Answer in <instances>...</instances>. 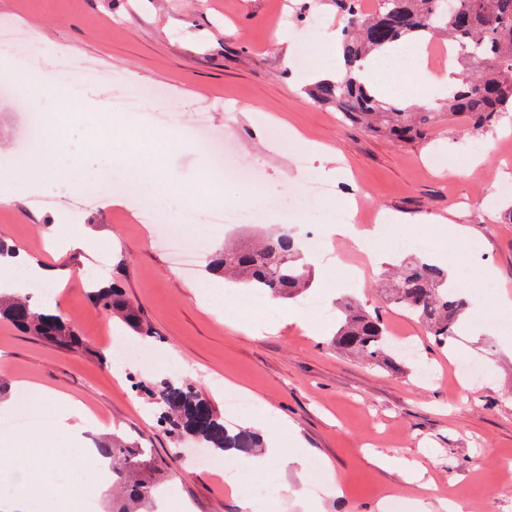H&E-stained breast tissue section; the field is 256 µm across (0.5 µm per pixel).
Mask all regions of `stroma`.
<instances>
[{
	"instance_id": "35a3bbf8",
	"label": "stroma",
	"mask_w": 512,
	"mask_h": 512,
	"mask_svg": "<svg viewBox=\"0 0 512 512\" xmlns=\"http://www.w3.org/2000/svg\"><path fill=\"white\" fill-rule=\"evenodd\" d=\"M3 21L33 30L23 54L56 91L35 98L21 76L13 94L0 97V161L13 158L26 114L35 109L50 138L61 139L65 153L79 162L45 180L41 195L51 206L36 205L27 194L0 201V239L58 269L61 285L51 300L86 345L65 351L0 320L6 393L29 382L81 401L97 419L85 435L88 446L115 433L151 449L166 485L192 512H303L304 498L316 502L318 512H442L441 500L461 495L470 512H512V487L502 476L503 462L512 460V344L503 340L512 333V313L498 316L500 335L462 331L439 345L376 290L397 253L387 250L362 278H350L346 271L359 266L361 256L344 239L315 258L329 278L313 283L310 292L322 297L327 316L305 311L296 300L268 297L257 306L244 285L229 288L203 269L183 276L155 245L154 222L119 190L101 189L78 211L73 194L63 189L67 182H96L117 166L141 170L159 160L175 193L156 199L153 210L163 223L180 224L185 237H196L216 207L260 211L257 224L211 226L212 245L247 244L259 232L282 228L287 215L295 234H302L321 210L342 206L353 190L370 210L402 217L394 238L432 237L433 261L452 272L477 321L497 299L512 298V223L506 216L512 113L484 133L443 122L425 140L408 144L344 123L305 91L316 70L336 68L341 60L330 38L339 19L326 0L310 8L304 0L287 7L281 0H0ZM87 66L123 80L82 82ZM126 94L140 98L138 112L113 111V100ZM202 113L213 131L229 134L238 161L258 173L261 192L233 180L202 188L211 157L189 137ZM292 128L328 147L347 175L325 174L320 159L301 154L288 140ZM300 154L301 166L295 162ZM187 210L197 214V223L181 224ZM51 224L72 234L91 230L95 251L111 250L106 276L154 331L146 341L148 365L117 367L113 337L132 342L136 336L89 300L94 254L48 249ZM455 224L472 229L482 257L456 248L448 236ZM201 287L222 298L221 314L199 305ZM345 295L378 312L393 338L413 339L416 358L371 367L337 349L336 300ZM460 361L480 364V383L458 376ZM424 365L430 369L426 381L419 376ZM165 377L195 383L228 428L251 420L267 438L280 435L281 421H291L305 463H331L343 496L319 494L326 481L322 468L299 475L275 465L262 477L234 469L223 484L211 469H182L174 451L191 454L197 443L161 430L147 397L151 384ZM135 379L141 390H132ZM226 382L249 396V411L225 408ZM18 412L38 422L52 452L69 459L71 480H84L81 451L53 438L56 405L24 395ZM388 450L422 462L430 482L414 484L378 466L374 455ZM284 483L300 485L303 498L280 492Z\"/></svg>"
}]
</instances>
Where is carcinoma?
<instances>
[{
    "instance_id": "carcinoma-1",
    "label": "carcinoma",
    "mask_w": 512,
    "mask_h": 512,
    "mask_svg": "<svg viewBox=\"0 0 512 512\" xmlns=\"http://www.w3.org/2000/svg\"><path fill=\"white\" fill-rule=\"evenodd\" d=\"M331 2L343 20L340 47L345 74L309 87L316 102L335 107L346 120L397 143L425 139L439 113L410 112L384 102L358 73L367 59L393 44L422 43L439 36L461 53L457 84L440 103L448 120H459L466 130L479 133L512 111V0H453L452 10L448 0H378L380 6L368 15L360 9L361 0ZM212 271L278 299H295L310 288L309 266L301 261L298 243L288 232L270 234L255 248L225 247L213 260ZM91 300L137 335L152 336L150 326L119 288L99 289ZM388 301L416 317L441 344L456 335L470 309L465 293L448 285L447 270L413 257L403 260L395 271ZM338 310L337 348L355 352L374 366L400 358L378 314L351 300L339 304ZM0 319L58 348H85L74 328L43 304L0 300ZM151 396L157 424L165 430L180 431L224 452L248 454L261 447L251 429L226 428L212 404L188 380H160ZM98 448L110 458L112 485L119 489L112 496V512H142L143 506L155 502L160 483L142 475L152 462L146 449L115 435Z\"/></svg>"
}]
</instances>
